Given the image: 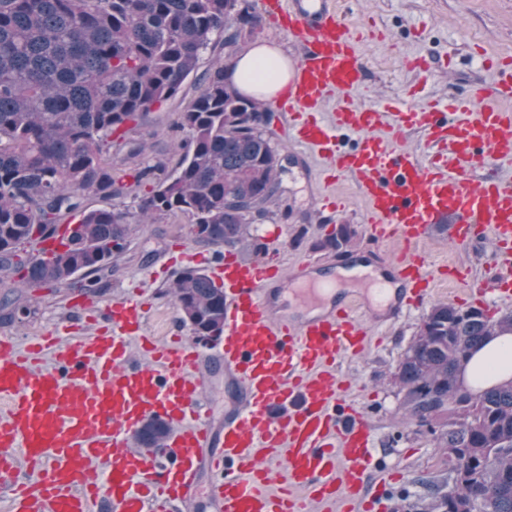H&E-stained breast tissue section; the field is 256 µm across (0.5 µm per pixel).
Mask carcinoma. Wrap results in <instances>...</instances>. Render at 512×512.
<instances>
[{
	"label": "carcinoma",
	"mask_w": 512,
	"mask_h": 512,
	"mask_svg": "<svg viewBox=\"0 0 512 512\" xmlns=\"http://www.w3.org/2000/svg\"><path fill=\"white\" fill-rule=\"evenodd\" d=\"M258 28L249 0H0V324L34 313L32 289L110 277L135 230L124 199L147 182L139 223L180 213L199 244L248 245L250 224L282 193L283 166L265 130L244 119L266 108L238 90L224 64L197 78L174 165L159 159L131 184L113 168L120 155L144 152L129 132L179 94L215 49L213 37ZM90 196L112 208H85ZM60 235L62 248L35 254ZM353 239L342 225L320 246L344 252ZM172 293L195 341L222 336L224 289L211 277L185 268ZM505 334L512 314L438 302L393 374L403 419L427 428L448 460L463 461L425 481L430 512H473L479 498L491 512H512V379L478 390L462 379L475 353ZM167 433L150 420L134 441L161 448Z\"/></svg>",
	"instance_id": "cac0c4a2"
}]
</instances>
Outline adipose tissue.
<instances>
[{
    "label": "adipose tissue",
    "mask_w": 512,
    "mask_h": 512,
    "mask_svg": "<svg viewBox=\"0 0 512 512\" xmlns=\"http://www.w3.org/2000/svg\"><path fill=\"white\" fill-rule=\"evenodd\" d=\"M290 76L288 58L280 48L258 43L238 56L232 80L241 92H261L272 98L287 85ZM472 362L474 366L481 364L490 370V382L512 378V336L493 338L474 355Z\"/></svg>",
    "instance_id": "1"
}]
</instances>
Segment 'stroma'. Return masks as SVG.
I'll return each mask as SVG.
<instances>
[{"mask_svg":"<svg viewBox=\"0 0 512 512\" xmlns=\"http://www.w3.org/2000/svg\"><path fill=\"white\" fill-rule=\"evenodd\" d=\"M339 6L362 34L360 46L367 75L355 93L362 101L380 102L407 95L422 103L431 97L463 93L468 84L478 80L488 88L494 75L485 64L486 58L512 55V0H339ZM424 56L451 61L455 75L436 69L426 75L411 69V60ZM193 96V88L185 87L183 96L150 111L133 132L135 138L148 144L149 156L125 163V173H134L147 161L172 156L179 140L174 126ZM274 123V139L288 158L282 175V200L267 217L250 225L249 245L239 249L240 259L252 261L263 256L264 241L275 232L279 235L284 274H292L305 257L327 265L330 251L316 249L315 244L340 224L356 231L351 251L354 260L380 269L396 259L398 252L393 245L377 246L370 241L362 221L364 205L350 181L339 184L347 199L346 212L335 217L333 223H321L317 200L323 184L315 163L289 138L282 112L275 111ZM301 232L306 235L305 244L293 246V238ZM419 248L433 259L436 276L430 300L434 303L458 301L461 285L450 277V270L467 271L471 279L477 280L494 268L489 241L457 244L446 222L433 225ZM223 253V248L196 243L185 215L162 216L134 232L129 250L108 282L86 294L66 286L34 291V314L21 324H0V337H11L20 348L45 334L66 340L80 335L84 326L74 312L75 305L97 312L114 300L129 298L144 304L148 335L162 343L175 339L193 346L191 328L183 322L170 287L178 272L186 268V256L195 254L211 261ZM425 315V310L419 309L400 318L385 329L381 343L370 346L361 356L341 358L338 364L341 375L350 383L345 394L347 403L358 407L370 425L380 465L397 475L385 491L388 512H425L423 481L448 474V461L431 434L402 422L401 397L392 380L401 354ZM199 375V399L208 409L211 425L220 427L232 402L224 387V369L207 354Z\"/></svg>","mask_w":512,"mask_h":512,"instance_id":"stroma-1","label":"stroma"}]
</instances>
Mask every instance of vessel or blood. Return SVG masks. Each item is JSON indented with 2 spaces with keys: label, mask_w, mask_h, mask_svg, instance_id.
I'll return each instance as SVG.
<instances>
[{
  "label": "vessel or blood",
  "mask_w": 512,
  "mask_h": 512,
  "mask_svg": "<svg viewBox=\"0 0 512 512\" xmlns=\"http://www.w3.org/2000/svg\"><path fill=\"white\" fill-rule=\"evenodd\" d=\"M259 16L286 31L299 57L278 111L296 143L317 150L336 179H352L365 204L370 239L401 245L399 258L369 292L337 296L338 284L303 259L289 278L313 315L278 317L271 299L283 284L270 258L224 254L211 275L224 288V332L216 354L235 397L224 425L201 415L199 348L143 336V312L130 300L104 312L108 333L66 343L44 336L18 352L0 338V497L8 512H176L200 466L214 478L219 512H372L371 430L346 404L341 357L370 343L364 320L393 321L420 306L433 275L417 245L432 225L452 220L467 243L491 235L497 270L465 289L468 297L512 292V178L489 172L512 159V65L496 73L492 103H403L385 114L355 102L366 63L336 0H259ZM390 134L376 135L379 126ZM424 131L432 153L406 147L405 129ZM358 134L341 149L337 131ZM140 335L152 363L132 358ZM54 350V365L43 351ZM166 421L162 452L134 447L144 421Z\"/></svg>",
  "instance_id": "vessel-or-blood-1"
}]
</instances>
